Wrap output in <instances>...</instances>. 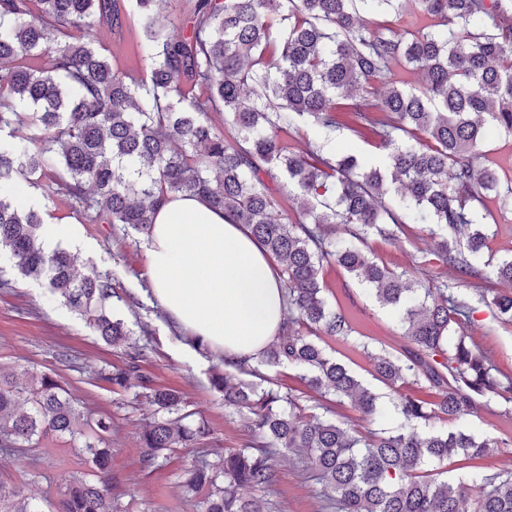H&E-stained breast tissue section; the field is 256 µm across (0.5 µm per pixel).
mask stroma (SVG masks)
Wrapping results in <instances>:
<instances>
[{
  "mask_svg": "<svg viewBox=\"0 0 512 512\" xmlns=\"http://www.w3.org/2000/svg\"><path fill=\"white\" fill-rule=\"evenodd\" d=\"M139 38L137 19L132 15L125 17L122 27L105 28L99 34L114 67L133 74L142 73L146 67L138 49ZM285 137L297 150L308 144H322L330 152H354L370 165L381 164L384 156L378 138L357 133L346 100L337 104L333 131L323 132L312 121L301 120L288 128ZM8 188L16 202L39 209L45 222L79 226L82 243L71 250L76 268L82 274L96 269L114 275L118 296L112 307L133 330L134 341L146 349L139 361L141 373L157 387L179 391L187 408L209 424L213 437L199 449L171 448L161 467L153 471L144 468L140 434L154 417L153 405L136 389L115 391L96 377L101 370L125 365L126 352L105 343L51 295L44 282L11 269L5 272L10 287H0V370L20 379L29 371L56 373L79 406L111 415L115 512H201L200 496L186 494L183 487L187 469L199 456L212 460L241 446L239 416L225 407L222 395L209 382L210 369L219 364V357L199 353L151 303L143 288L148 280V259L142 235L88 223L64 197L44 198L32 192L24 178H14ZM435 243L428 227L416 224L409 234L391 241L373 239L369 246L378 261L398 270L418 263L422 253L433 249ZM323 277L329 302L340 303L355 313L360 334L376 342H401L402 329L392 311L380 306L365 285L336 267L324 269ZM144 324L149 325L151 336L140 334ZM467 334L492 359L498 377L512 378V325L502 323L493 309L479 303ZM63 353L72 355V362H61L59 356ZM504 408L501 399H493L487 411L466 424L468 432L476 437L498 440V448L482 461L491 473L512 470V444L499 441L503 431L512 430V416H504ZM82 468L70 445L50 436L28 456L0 453V484L20 488L40 512H50L61 475ZM275 471V482L265 495L266 512H336L335 504L324 497L315 472L303 467L299 454L278 458Z\"/></svg>",
  "mask_w": 512,
  "mask_h": 512,
  "instance_id": "1",
  "label": "stroma"
}]
</instances>
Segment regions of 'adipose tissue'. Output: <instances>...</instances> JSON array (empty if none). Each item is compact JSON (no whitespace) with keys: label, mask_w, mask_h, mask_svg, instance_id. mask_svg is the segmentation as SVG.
<instances>
[{"label":"adipose tissue","mask_w":512,"mask_h":512,"mask_svg":"<svg viewBox=\"0 0 512 512\" xmlns=\"http://www.w3.org/2000/svg\"><path fill=\"white\" fill-rule=\"evenodd\" d=\"M150 291L175 329L234 362H254L283 321L279 269L223 212L179 196L155 215L145 242Z\"/></svg>","instance_id":"obj_1"}]
</instances>
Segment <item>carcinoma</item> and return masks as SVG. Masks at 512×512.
Returning a JSON list of instances; mask_svg holds the SVG:
<instances>
[{
	"mask_svg": "<svg viewBox=\"0 0 512 512\" xmlns=\"http://www.w3.org/2000/svg\"><path fill=\"white\" fill-rule=\"evenodd\" d=\"M169 0H131L140 49L149 60L138 77L118 72L96 40L122 25L118 0H0V183L24 177L49 197L62 195L91 224L149 235L156 209L178 195L248 226L278 263L287 315L255 364L211 374L224 405L241 410L242 449L187 470L185 487L207 489L204 512H265L244 487L265 491L278 455L305 451L325 494L340 512H512V472L487 473L478 460L498 445L460 423L499 397L512 405V380L494 375L488 356L466 341L473 307L431 275L448 266L461 283L484 273L481 301L512 324V257L488 253L494 194L512 209V181L483 162L490 130L512 136V0H416L431 23L418 32L377 17L400 14L406 0H195L188 33L168 31ZM421 74L404 89L394 68ZM389 88L371 100V85ZM352 101L359 130L381 140L384 169L355 154L325 156L288 147L281 132L313 119L336 126V100ZM232 139L224 137V127ZM286 180L293 214L274 215L266 182ZM410 224L430 225L437 249L411 270L379 264L369 237L395 239ZM43 218L0 193V253L49 290L106 343L134 335L111 309V273H75L63 248L43 246ZM336 266L394 311L409 346L393 354L356 335L350 316L325 296L322 271ZM336 341L361 352L370 373L399 393L392 431H360L383 413L379 396L329 356ZM142 351L105 375L114 389L138 380L158 417L142 432L143 463L164 451L201 445L212 431L183 411L180 394L139 373ZM287 365L320 395L321 414L306 415L291 393L241 379ZM416 385L431 399L402 394ZM348 402L360 423L330 416L327 403ZM67 437L88 467L61 476L54 512H113L112 419L81 410L52 375L23 383L0 372V450L35 448L48 435ZM459 463L463 475L438 481ZM0 512H36L21 491L0 485Z\"/></svg>",
	"mask_w": 512,
	"mask_h": 512,
	"instance_id": "cac0c4a2",
	"label": "carcinoma"
}]
</instances>
